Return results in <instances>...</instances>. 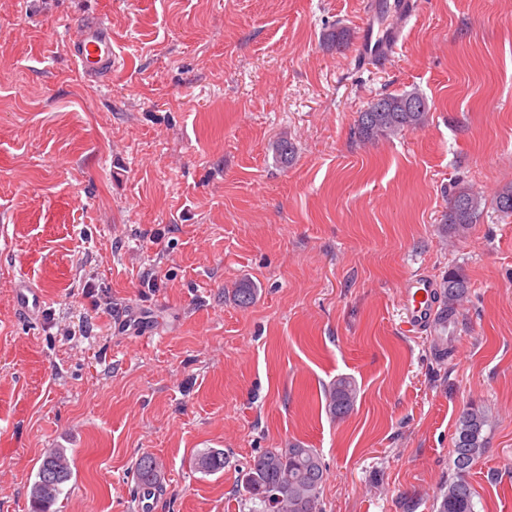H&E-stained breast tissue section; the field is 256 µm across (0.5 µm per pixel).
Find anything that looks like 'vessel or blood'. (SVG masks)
Segmentation results:
<instances>
[{"label": "vessel or blood", "mask_w": 512, "mask_h": 512, "mask_svg": "<svg viewBox=\"0 0 512 512\" xmlns=\"http://www.w3.org/2000/svg\"><path fill=\"white\" fill-rule=\"evenodd\" d=\"M422 0H366L353 60L357 67H379L393 59L404 41V31L421 11ZM70 57L79 74L97 81L111 74L116 65L112 49V28L98 18L76 26L68 36ZM13 301L18 311L38 317L43 306L42 289L24 286L14 289ZM400 304L409 329L421 332L438 323L440 303L433 282L423 277L411 278Z\"/></svg>", "instance_id": "vessel-or-blood-1"}]
</instances>
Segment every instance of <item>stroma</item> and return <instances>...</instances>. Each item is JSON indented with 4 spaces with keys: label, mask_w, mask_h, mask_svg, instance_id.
<instances>
[{
    "label": "stroma",
    "mask_w": 512,
    "mask_h": 512,
    "mask_svg": "<svg viewBox=\"0 0 512 512\" xmlns=\"http://www.w3.org/2000/svg\"><path fill=\"white\" fill-rule=\"evenodd\" d=\"M96 17L122 64L89 83L67 38ZM362 18L363 0H0V512H29L50 448L72 468L56 512H137L146 452L154 512H244L246 464L295 442L326 467L322 512H437L470 403L490 419L476 512H512V217L441 222L454 184L490 202L512 182V0H425L380 69L325 41ZM412 90L423 128L355 135L370 100ZM452 268L469 292L441 359L398 304ZM341 376L358 399L335 420ZM208 448L223 472L194 470ZM13 301L18 311L29 317H38L41 313L44 295L41 288L23 286L13 291ZM356 402V384L351 378H337L326 391V410L331 418L342 419L346 417L354 410ZM229 463L224 449L208 448L200 451L194 458L193 464L197 471L213 475L224 470V467ZM160 466L154 456L143 453L135 463L134 474L141 485H155L159 482Z\"/></svg>",
    "instance_id": "obj_1"
}]
</instances>
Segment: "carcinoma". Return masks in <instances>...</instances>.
Returning <instances> with one entry per match:
<instances>
[{
	"label": "carcinoma",
	"mask_w": 512,
	"mask_h": 512,
	"mask_svg": "<svg viewBox=\"0 0 512 512\" xmlns=\"http://www.w3.org/2000/svg\"><path fill=\"white\" fill-rule=\"evenodd\" d=\"M384 111L362 110L357 119L360 138L373 140L391 137L404 130L422 128L428 121L429 104L415 91L385 95ZM485 209L481 195L467 187H454L443 224L463 238L479 222ZM493 209L504 217H512V184L504 185L493 199ZM469 289L466 277L457 269L448 270L443 280L441 323L451 324L458 303ZM357 402L353 380L340 377L326 391V410L333 418L349 415ZM489 417L483 407L469 404L461 411L452 451L454 476L440 493L437 512H476L474 492L466 473L485 455V427ZM197 471L213 475L224 470L228 458L220 448L199 452L193 461ZM160 466L156 458L142 454L135 463L134 474L141 485L159 482ZM50 477V483L44 477ZM72 477L70 460L63 448L47 451L39 465L30 491L31 512H50ZM325 469L317 451L292 443L286 448H265L242 471L240 486L245 492L248 512H317Z\"/></svg>",
	"instance_id": "1"
}]
</instances>
